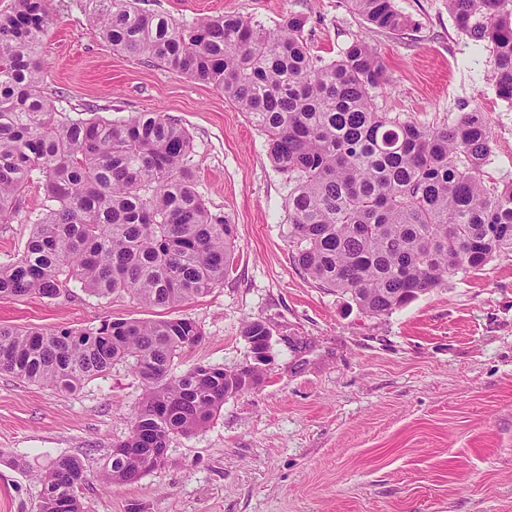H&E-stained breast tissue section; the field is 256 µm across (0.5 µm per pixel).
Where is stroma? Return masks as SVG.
I'll return each instance as SVG.
<instances>
[{"instance_id": "35a3bbf8", "label": "stroma", "mask_w": 512, "mask_h": 512, "mask_svg": "<svg viewBox=\"0 0 512 512\" xmlns=\"http://www.w3.org/2000/svg\"><path fill=\"white\" fill-rule=\"evenodd\" d=\"M43 41L60 108L91 103L103 117L163 112L184 126L187 165L212 212L236 226L233 272L172 307L80 288L54 299L0 300V324L88 330L113 319L189 318L200 344L176 360L225 370L251 359L246 321L272 331L260 382L227 398L207 425L174 437L165 464L103 487L101 469L130 431L144 389L128 364L62 394L0 372V512H36L37 474L62 455L88 474V512H512V253L449 277L391 314L369 316L295 263L285 202L293 184L272 166L265 137L211 85L112 51L90 31L83 0H54ZM185 22L236 14L275 27L300 12L315 56L368 43L389 80L378 111L443 127L487 117L488 185L512 179V104L488 77V53L457 29L446 0H395L399 34L369 26L348 0H148ZM31 182L0 224V263L22 253L44 204Z\"/></svg>"}]
</instances>
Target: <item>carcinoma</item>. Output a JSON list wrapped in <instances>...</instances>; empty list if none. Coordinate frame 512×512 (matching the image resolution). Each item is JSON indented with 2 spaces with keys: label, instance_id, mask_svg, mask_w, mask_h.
I'll return each mask as SVG.
<instances>
[{
  "label": "carcinoma",
  "instance_id": "1",
  "mask_svg": "<svg viewBox=\"0 0 512 512\" xmlns=\"http://www.w3.org/2000/svg\"><path fill=\"white\" fill-rule=\"evenodd\" d=\"M144 0H88L91 31L112 50L224 94L266 138L270 161L293 180L285 207L295 260L316 283L371 316L392 313L454 275L512 252V181L488 186L492 155L483 113L430 128L376 110L387 79L374 50L356 40L339 59H316L299 13L276 30L239 15L178 23ZM375 28H405L393 0H349ZM458 30L489 52L500 99L512 104V0H448ZM50 0H14L0 16V224H9L33 179L45 205L25 248L0 264V298L127 294L173 306L224 282L236 225L213 213L187 167L192 137L162 112L118 120L91 106L71 115L44 91L43 38ZM266 323L245 322L259 346ZM188 318L114 320L90 331L0 325V371L72 393L118 361L146 398L131 420V448L107 458L103 483L128 484L156 468L152 455L206 424L239 393L224 369L175 359L200 343ZM36 512H85L81 460L63 455L37 475Z\"/></svg>",
  "mask_w": 512,
  "mask_h": 512
}]
</instances>
